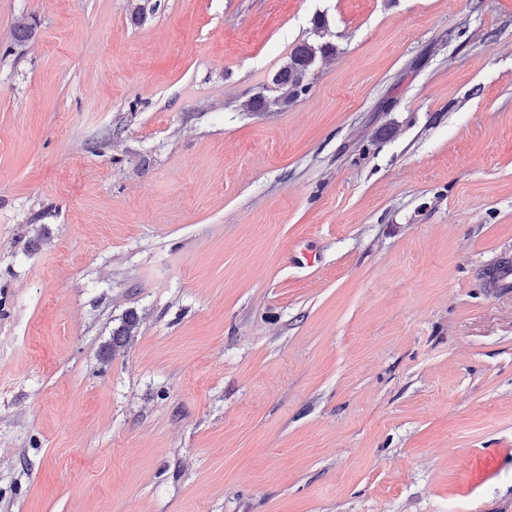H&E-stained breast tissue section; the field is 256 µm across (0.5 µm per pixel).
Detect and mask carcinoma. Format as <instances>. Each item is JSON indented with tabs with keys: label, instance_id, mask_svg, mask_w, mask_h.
I'll list each match as a JSON object with an SVG mask.
<instances>
[{
	"label": "carcinoma",
	"instance_id": "1",
	"mask_svg": "<svg viewBox=\"0 0 512 512\" xmlns=\"http://www.w3.org/2000/svg\"><path fill=\"white\" fill-rule=\"evenodd\" d=\"M35 36L32 25L21 22L15 28L14 44L17 48L24 47ZM336 47L331 43H324L315 47L309 43L297 45L289 56V61L275 76V85L279 90V95L273 98L263 96L257 97L249 104V111L262 112L273 107L287 103L300 94L307 91L305 80L313 64L316 54H332ZM137 318L130 314L125 316L122 324L112 331V338L105 347V353L109 354L115 349L126 345L137 327Z\"/></svg>",
	"mask_w": 512,
	"mask_h": 512
}]
</instances>
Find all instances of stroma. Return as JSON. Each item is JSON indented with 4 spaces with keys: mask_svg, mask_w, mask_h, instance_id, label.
<instances>
[{
    "mask_svg": "<svg viewBox=\"0 0 512 512\" xmlns=\"http://www.w3.org/2000/svg\"><path fill=\"white\" fill-rule=\"evenodd\" d=\"M507 262L512 0H0V512H512ZM336 47L324 43L318 47L309 43L297 45L289 56V61L275 76V85L279 95L274 98L257 97L249 104L250 112H262L287 103L307 91L305 80L317 52L321 55L333 54ZM137 325V318L133 314L126 315L122 324L112 331V338L105 347V354H110L118 347L126 345L133 336V330Z\"/></svg>",
    "mask_w": 512,
    "mask_h": 512,
    "instance_id": "1",
    "label": "stroma"
}]
</instances>
